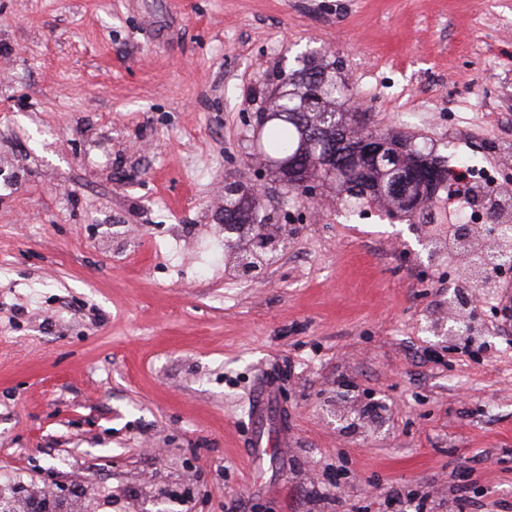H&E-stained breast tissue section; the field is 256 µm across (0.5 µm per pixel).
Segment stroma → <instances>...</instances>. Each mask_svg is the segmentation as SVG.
Returning a JSON list of instances; mask_svg holds the SVG:
<instances>
[{
    "label": "stroma",
    "instance_id": "1",
    "mask_svg": "<svg viewBox=\"0 0 512 512\" xmlns=\"http://www.w3.org/2000/svg\"><path fill=\"white\" fill-rule=\"evenodd\" d=\"M308 55L512 203V0H0V473L120 512H512V346L425 348L462 256L428 267L408 220L302 199L253 150ZM228 180L291 230L251 282ZM266 379L276 456L249 445Z\"/></svg>",
    "mask_w": 512,
    "mask_h": 512
}]
</instances>
